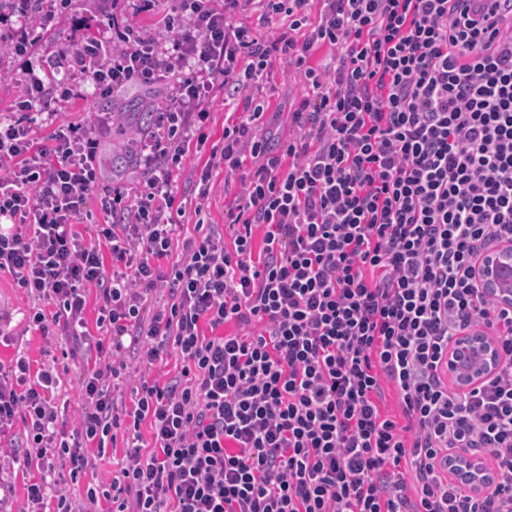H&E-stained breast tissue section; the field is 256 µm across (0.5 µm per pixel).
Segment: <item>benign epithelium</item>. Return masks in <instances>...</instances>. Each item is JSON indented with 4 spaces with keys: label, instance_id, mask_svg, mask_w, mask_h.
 <instances>
[{
    "label": "benign epithelium",
    "instance_id": "benign-epithelium-1",
    "mask_svg": "<svg viewBox=\"0 0 512 512\" xmlns=\"http://www.w3.org/2000/svg\"><path fill=\"white\" fill-rule=\"evenodd\" d=\"M477 287L500 304H512V244L503 243L487 252L475 269ZM500 363L494 336L472 329L457 336L448 348V378L459 390H467L493 374ZM448 475L468 494H483L494 482L481 457L463 448L448 452Z\"/></svg>",
    "mask_w": 512,
    "mask_h": 512
}]
</instances>
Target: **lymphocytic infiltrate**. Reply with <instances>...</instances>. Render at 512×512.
<instances>
[{
    "label": "lymphocytic infiltrate",
    "instance_id": "f902f5d3",
    "mask_svg": "<svg viewBox=\"0 0 512 512\" xmlns=\"http://www.w3.org/2000/svg\"><path fill=\"white\" fill-rule=\"evenodd\" d=\"M157 2L127 0L111 44L61 53L99 96L162 90L133 139L140 177L113 187L94 238L77 226L98 186L100 123L59 121L45 109L54 82L32 71L17 116L0 117V273L44 333L87 336L95 293L100 333L77 438L58 426L53 368L21 356L0 369V437L18 421L26 432L0 448V512L20 461L38 471L30 512H512V308L472 278L512 241V0H322L315 18L311 0H173L142 26ZM254 3L282 27L258 34ZM12 19L0 54H27L44 0H10L0 23ZM322 48L329 63L313 64ZM276 55L302 92L274 147ZM219 93L224 146L190 210L178 181ZM218 172L220 226L203 219ZM190 214L196 235L179 240ZM477 327L497 337L500 367L452 389L448 347ZM171 351L180 370L151 377ZM120 429L110 481L81 502L53 490L56 468L80 483L87 446L105 455ZM453 448L485 454L483 495L449 478Z\"/></svg>",
    "mask_w": 512,
    "mask_h": 512
}]
</instances>
